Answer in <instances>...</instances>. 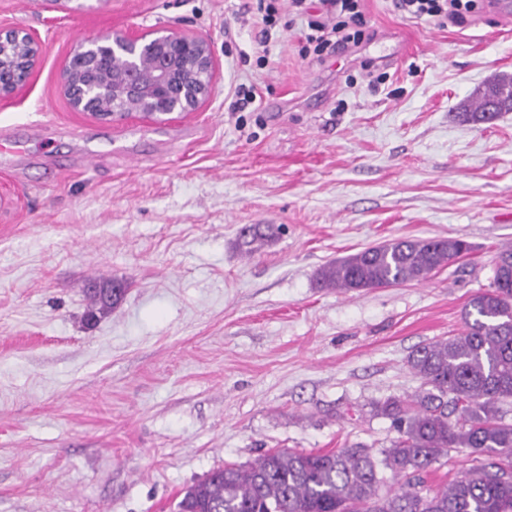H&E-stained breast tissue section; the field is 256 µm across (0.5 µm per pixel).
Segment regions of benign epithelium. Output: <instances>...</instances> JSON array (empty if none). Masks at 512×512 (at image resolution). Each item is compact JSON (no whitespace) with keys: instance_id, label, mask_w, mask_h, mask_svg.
<instances>
[{"instance_id":"obj_1","label":"benign epithelium","mask_w":512,"mask_h":512,"mask_svg":"<svg viewBox=\"0 0 512 512\" xmlns=\"http://www.w3.org/2000/svg\"><path fill=\"white\" fill-rule=\"evenodd\" d=\"M151 55L148 69L142 53ZM43 55L41 38L23 25L0 27V99L30 82ZM213 49L175 29L119 30L82 41L66 58L60 93L75 112L106 122L137 112L160 119L195 111L210 92Z\"/></svg>"}]
</instances>
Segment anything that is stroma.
I'll return each mask as SVG.
<instances>
[{"label": "stroma", "instance_id": "1", "mask_svg": "<svg viewBox=\"0 0 512 512\" xmlns=\"http://www.w3.org/2000/svg\"><path fill=\"white\" fill-rule=\"evenodd\" d=\"M364 8L373 40L318 62L300 24L263 41L250 0H0L46 45L0 100V512H178L224 464L395 438L373 406L415 393L408 355L459 333L512 244V112L454 118L512 74V0L448 27ZM123 28L212 43L198 110H70L65 58ZM247 224L281 231L247 257ZM448 236L471 250L427 281L316 285L365 247ZM112 278L123 300L87 324L88 284Z\"/></svg>", "mask_w": 512, "mask_h": 512}]
</instances>
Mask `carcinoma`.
Wrapping results in <instances>:
<instances>
[{
  "label": "carcinoma",
  "mask_w": 512,
  "mask_h": 512,
  "mask_svg": "<svg viewBox=\"0 0 512 512\" xmlns=\"http://www.w3.org/2000/svg\"><path fill=\"white\" fill-rule=\"evenodd\" d=\"M489 104L512 111L511 75L490 81L456 117L482 125ZM271 236L270 225L253 224L239 231V246L251 256ZM470 250L456 237L394 240L324 266L317 284L350 292L423 281ZM124 293L87 294V320L112 311ZM406 364L421 385L408 400L376 405L398 432L381 459L362 446L271 449L212 471L187 488L178 512H512V467L491 461L512 454V245L499 251L488 288L466 305L461 332L417 347ZM452 449L481 465L422 493L425 476ZM388 473L404 481L389 488Z\"/></svg>",
  "instance_id": "carcinoma-1"
}]
</instances>
